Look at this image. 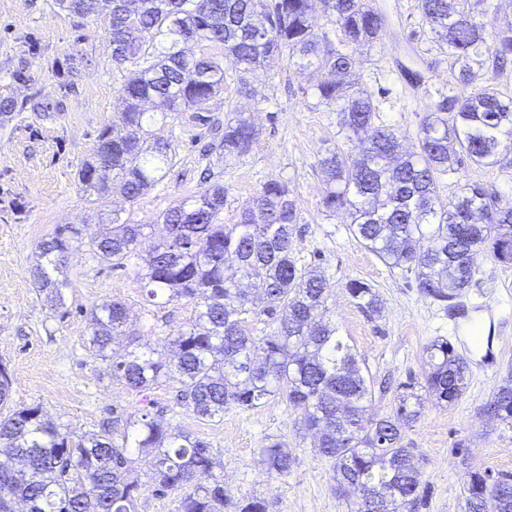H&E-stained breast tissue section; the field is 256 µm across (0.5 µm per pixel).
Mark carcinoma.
<instances>
[{
  "instance_id": "carcinoma-1",
  "label": "carcinoma",
  "mask_w": 512,
  "mask_h": 512,
  "mask_svg": "<svg viewBox=\"0 0 512 512\" xmlns=\"http://www.w3.org/2000/svg\"><path fill=\"white\" fill-rule=\"evenodd\" d=\"M328 21L348 47L380 39L386 17L365 0H323ZM62 11L104 16L112 62L134 66L119 90L125 103L100 131L91 159L78 171L88 196L120 193L134 201L163 177L169 144L146 146L150 127L171 113L191 109L220 94L225 68L246 74L288 53L297 68L323 72L315 85L321 103L339 107L341 128L358 142L357 154L337 152L321 161L326 207L342 210L348 229L391 269L414 274L419 293L456 307L470 287L477 252L489 246L500 262L512 263V206L494 190L467 182L446 205L437 204L440 175L469 161L502 164L512 154V100L494 80L512 63V25L497 28L474 20V0H419L425 23L448 58L458 86L479 81L474 94L440 97L419 132V151H402L401 136L375 123L372 95L354 88L353 55L333 45L311 19L312 0H57ZM195 41L223 55H188ZM258 138L238 115L224 124L220 155L241 158ZM226 192L215 183L196 197L162 211L166 234L145 259L150 299H190L196 317L172 340L174 359L130 353L113 373L139 393L161 377L181 384V404L201 419L234 408L254 409L273 397L301 410L303 428L318 452L332 460L336 493L354 512H416L421 501V462L402 445L404 432L421 415L415 382L402 384L394 412L368 415L372 392L352 348L336 325L318 316L326 310L327 282L316 270L297 267L293 256L297 211L288 186L276 179L243 208L238 224H223ZM149 224H127L112 215L92 240V252L112 269L126 267ZM81 229L66 225L38 245L32 271L52 307L65 305L66 281L58 278L73 254ZM347 292L367 316L380 314L377 292L352 280ZM274 325L264 336L243 327L241 315ZM127 307L120 301L91 310L88 350L105 359L128 335ZM424 389L439 403L457 401L466 389L469 365L446 339L425 347ZM11 377L0 363V512H138L141 488L129 478L127 446L106 434L74 441L45 418L38 406L10 405ZM488 419L512 429V378L493 391L483 408ZM134 447L153 455L155 492H182L181 512H266L257 496L233 499L209 444L192 432L163 427L143 412ZM259 455L270 473L293 464L288 444L267 437ZM465 512H483L490 500L512 512V475L472 471Z\"/></svg>"
}]
</instances>
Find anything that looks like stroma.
Returning a JSON list of instances; mask_svg holds the SVG:
<instances>
[{
    "label": "stroma",
    "mask_w": 512,
    "mask_h": 512,
    "mask_svg": "<svg viewBox=\"0 0 512 512\" xmlns=\"http://www.w3.org/2000/svg\"><path fill=\"white\" fill-rule=\"evenodd\" d=\"M387 23L380 42L357 47L354 81L380 104L381 124L394 128L404 151L418 148V131L433 104L453 85L447 54L422 22L419 0H376ZM107 25L98 15L62 12L55 0H0V96L19 106L0 118V362L12 380L14 403L41 406L61 430L92 437L110 423L115 438L131 433L127 418L148 410L164 426L189 430L210 444L223 465L224 484L237 498L253 495L267 512H350L335 490L332 463L320 455L312 436L300 429L301 412L274 398L255 409L233 408L223 417L202 420L176 402L180 384L170 377L139 393L112 373L125 358L114 345L107 360L85 346L90 311L122 301L131 328L148 348L164 354L168 342L194 320L191 300L147 303L142 259L113 270L87 244L111 212L131 224H151L163 235L158 215L176 201L224 185V223L240 221L243 206L275 178L287 184L297 207L295 257L300 266L321 271L328 282V316L352 347L371 385L370 412L392 413L401 383L422 381L428 366L424 349L442 336L469 363L468 385L452 405L424 397L422 415L406 430L403 444L422 459L425 496L416 512H464L470 471L489 468L512 474V430L483 413L500 380L512 371V263L490 250L477 253L473 283L459 299L462 312L421 296L413 279L390 270L350 234L345 216L323 205L326 192L321 160L331 152L353 155L355 145L341 130L336 108L320 103L315 80L287 58L246 77L230 74L220 95L202 104L203 114L227 121L242 114L259 131L250 153L223 161L205 154L209 128L190 113L178 112L156 124L155 137L171 146L164 177L135 201L109 196L89 202L77 170L94 150L101 129L122 102L118 90L129 74L110 58ZM421 75L410 85L401 73ZM252 95L240 91L241 84ZM480 182L512 204V162L494 167L464 163L440 176V202L458 194L465 182ZM83 227L84 244L64 272L65 306L52 310L30 274L39 242L57 226ZM373 286L380 316L368 318L350 300L346 285ZM491 332V346L474 341L471 324ZM286 440L294 463L288 474L268 473L257 453L264 440ZM131 475L142 485L138 512H180V492L156 494L148 456L130 449Z\"/></svg>",
    "instance_id": "35a3bbf8"
}]
</instances>
